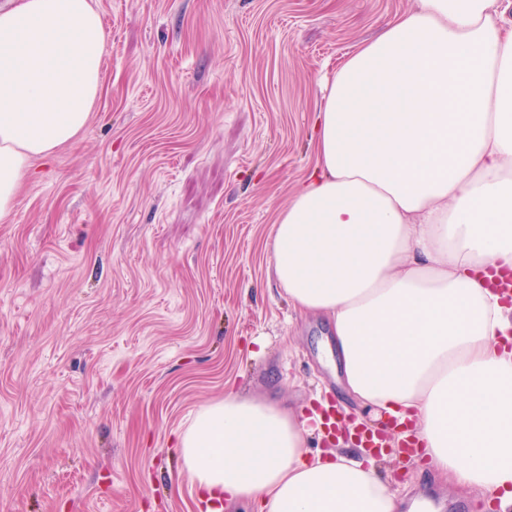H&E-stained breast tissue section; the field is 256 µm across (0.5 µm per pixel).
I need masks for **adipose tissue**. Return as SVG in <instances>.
<instances>
[{
	"mask_svg": "<svg viewBox=\"0 0 512 512\" xmlns=\"http://www.w3.org/2000/svg\"><path fill=\"white\" fill-rule=\"evenodd\" d=\"M96 0L0 8V223L102 94ZM316 163L272 229L276 283L328 321L351 400L412 422L431 471L512 512V0H417L314 114ZM292 410L226 390L180 434L209 500L401 512L365 454L310 458Z\"/></svg>",
	"mask_w": 512,
	"mask_h": 512,
	"instance_id": "1",
	"label": "adipose tissue"
}]
</instances>
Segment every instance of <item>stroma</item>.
<instances>
[{"label": "stroma", "mask_w": 512, "mask_h": 512, "mask_svg": "<svg viewBox=\"0 0 512 512\" xmlns=\"http://www.w3.org/2000/svg\"><path fill=\"white\" fill-rule=\"evenodd\" d=\"M104 91L0 223V512H206L177 437L232 385L345 400L272 275L322 82L415 0H96ZM405 502L483 512L407 459Z\"/></svg>", "instance_id": "stroma-1"}]
</instances>
